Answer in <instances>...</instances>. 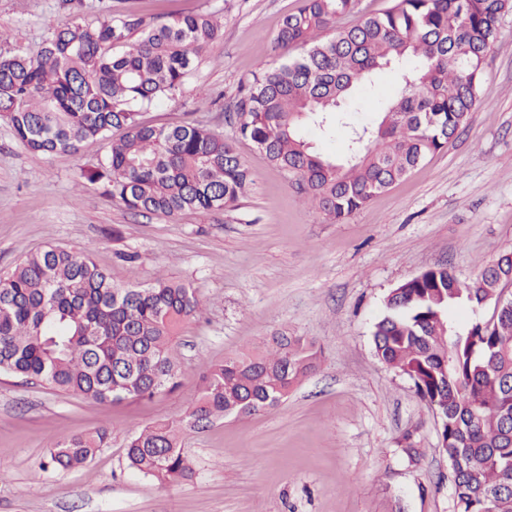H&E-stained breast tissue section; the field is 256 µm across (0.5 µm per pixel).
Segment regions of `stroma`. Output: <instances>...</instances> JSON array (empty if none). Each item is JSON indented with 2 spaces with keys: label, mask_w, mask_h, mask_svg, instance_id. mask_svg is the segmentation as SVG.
I'll use <instances>...</instances> for the list:
<instances>
[{
  "label": "stroma",
  "mask_w": 512,
  "mask_h": 512,
  "mask_svg": "<svg viewBox=\"0 0 512 512\" xmlns=\"http://www.w3.org/2000/svg\"><path fill=\"white\" fill-rule=\"evenodd\" d=\"M0 0L11 52L36 56L50 23L134 11L152 23L216 14L223 33L181 93L145 114L200 121L233 143L253 184L238 206L168 219L112 200L82 169L108 151H29L0 120V272L48 245L90 249L114 284L157 274L194 288L202 312L178 338L182 388L101 404L0 375V512H455L440 421L412 383L374 355L373 327L393 288L445 265L463 281L512 253V9L484 66L479 102L447 147L342 221L306 204L294 180L236 133L232 107L262 64H275L299 0ZM208 93L210 104L199 96ZM281 333L312 340L318 370L264 413L187 435L192 480L162 485L129 468L131 435L178 420L205 369ZM104 427L86 466L40 472L51 445ZM412 444L416 457L403 448Z\"/></svg>",
  "instance_id": "stroma-1"
}]
</instances>
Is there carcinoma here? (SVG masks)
Listing matches in <instances>:
<instances>
[{"label": "carcinoma", "instance_id": "obj_1", "mask_svg": "<svg viewBox=\"0 0 512 512\" xmlns=\"http://www.w3.org/2000/svg\"><path fill=\"white\" fill-rule=\"evenodd\" d=\"M359 0H301L275 41L299 56L263 64L236 103L238 135L291 176L305 199L342 219L445 148L479 101L485 57L512 0H394L353 25L341 19ZM331 29L325 41L316 30ZM222 35L211 15L177 14L150 24L133 11L55 30L36 57L3 49L0 116L37 154L75 153L90 138L112 140L104 161L82 177L103 183L137 213L175 218L234 207L252 185L233 144L199 123L152 124L142 113L174 97L199 58ZM394 73L401 94L380 104L371 127L354 124L347 102ZM312 123L343 132L342 158L299 134ZM512 263L500 258L469 282L431 268L392 289L375 323V355L412 381L437 410L457 512H512ZM494 304L490 319L460 330L448 308ZM201 312L195 289L163 274L146 284L112 283L89 252L48 246L0 275V374L38 382L98 403L121 404L181 386L175 338ZM305 336H273L264 346L209 366L177 422L133 434L131 468L161 484L188 480L182 448L194 423L274 408L318 367ZM109 432L52 445L49 465L70 470L108 447Z\"/></svg>", "mask_w": 512, "mask_h": 512}]
</instances>
